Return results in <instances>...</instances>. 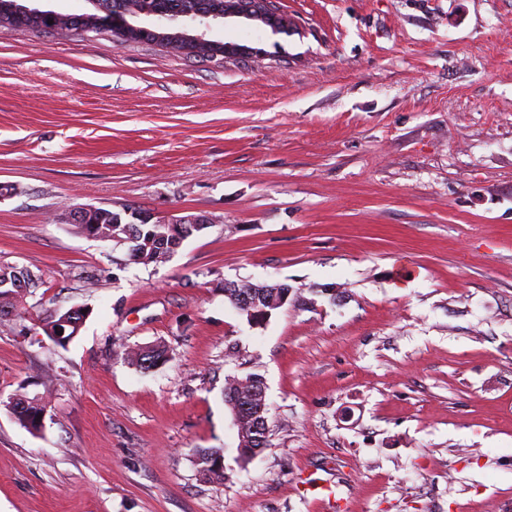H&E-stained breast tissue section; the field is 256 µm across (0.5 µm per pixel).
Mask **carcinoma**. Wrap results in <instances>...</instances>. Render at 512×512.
<instances>
[{"label": "carcinoma", "mask_w": 512, "mask_h": 512, "mask_svg": "<svg viewBox=\"0 0 512 512\" xmlns=\"http://www.w3.org/2000/svg\"><path fill=\"white\" fill-rule=\"evenodd\" d=\"M192 5L193 0H94L95 12L87 14V17L94 18L96 14L105 10H123L128 16L139 19L143 12L150 11L159 13L168 21L174 22L178 20L175 12L190 8ZM29 11L31 7L24 4L23 0H0V17L11 18L7 25L9 29L26 26L45 34L57 33L80 37L90 32H99L94 24L74 20L65 26L55 22L50 24L48 20L52 19V13L49 10L42 11L41 23L29 24L25 20ZM86 216H88V223L78 225L81 232L115 239L119 242L128 241L125 227L120 224L121 214L95 209L86 212ZM113 220L117 221V224H111ZM204 228L203 224H181L176 227L171 224H139L129 247V260L136 264H158L162 262L165 255L173 252L182 240ZM20 278L27 281L31 287L37 286L42 281V275L26 267L0 266V294L12 292L11 285ZM272 292L271 288L251 290L243 285L239 288L224 289V296L236 306L240 302V296L254 295L259 302L256 311L261 315V319L254 321V324L260 325L278 310V307L267 303V299L272 297ZM261 384L260 379L252 376L239 377L230 374L224 377L225 402L237 420L238 436L249 451V454L241 457L243 462L252 459L269 446V427L264 421L265 415L257 413L258 403L253 398V391ZM8 407L15 421L30 432L38 430L36 424L38 416L46 413V406L39 398H30L25 394L13 395L8 402ZM220 452H222L220 448H203L197 453L196 464L199 473L205 479L222 483L225 473L215 469Z\"/></svg>", "instance_id": "obj_1"}]
</instances>
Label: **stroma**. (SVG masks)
<instances>
[{"mask_svg": "<svg viewBox=\"0 0 512 512\" xmlns=\"http://www.w3.org/2000/svg\"><path fill=\"white\" fill-rule=\"evenodd\" d=\"M274 5L215 25L261 51L227 63L0 34V265L43 276L0 319V512H512V0ZM78 204L210 225L144 266ZM241 280L303 301L250 325ZM228 374L266 387L244 465ZM82 307H73L68 309L64 314L59 312L58 310H54L41 318L40 322H42V330L45 333L46 336H48L49 339H51L55 344L59 346H65L68 344L75 336L78 335L79 331L83 327L86 318H87V312H83ZM54 314L57 315V318L54 319ZM63 314L59 319L58 317ZM58 320V321H57ZM57 321V322H56ZM54 322H56V331L57 334L52 329V326L50 327V332L55 335L52 336L49 334L44 327H48L52 325ZM66 327L73 331L72 336H64L66 334ZM60 330H63L62 335H58V332ZM63 336V337H58ZM7 406L11 410L15 421L28 431H38L39 428L36 424L38 415L46 413V406L40 401L39 398H30L25 394H15L10 398ZM220 452H222L220 448H203L197 453L196 464L199 473L205 479L221 483L225 479L224 470L218 472L215 469Z\"/></svg>", "mask_w": 512, "mask_h": 512, "instance_id": "obj_1", "label": "stroma"}]
</instances>
